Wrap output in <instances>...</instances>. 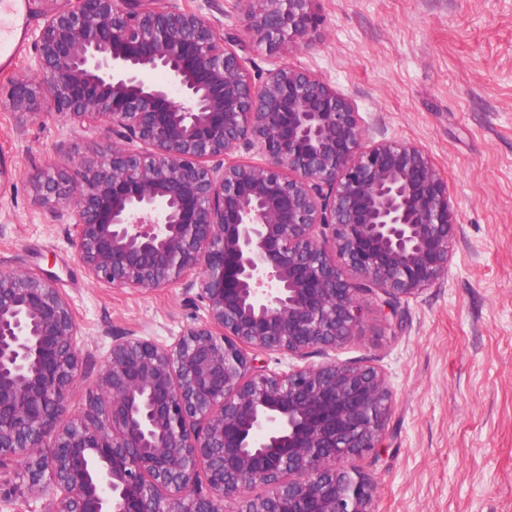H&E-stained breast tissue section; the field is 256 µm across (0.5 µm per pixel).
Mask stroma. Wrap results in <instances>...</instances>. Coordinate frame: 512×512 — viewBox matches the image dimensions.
I'll return each mask as SVG.
<instances>
[{
  "instance_id": "35a3bbf8",
  "label": "stroma",
  "mask_w": 512,
  "mask_h": 512,
  "mask_svg": "<svg viewBox=\"0 0 512 512\" xmlns=\"http://www.w3.org/2000/svg\"><path fill=\"white\" fill-rule=\"evenodd\" d=\"M30 25L0 86L27 74L36 35L66 0H26ZM201 12L252 75L285 62L327 79L373 141L420 146L448 183L458 228L444 281L370 306L357 335L313 362L381 370L393 392L379 454L349 459L375 486L377 512H512V0H315L309 43L269 50L241 0H175ZM112 138L49 111L0 110V268L52 275L81 331L85 402L116 336L168 344L204 313L182 287L150 293L92 283L72 225L27 178L57 175Z\"/></svg>"
}]
</instances>
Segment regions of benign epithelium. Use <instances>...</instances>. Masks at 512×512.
I'll return each mask as SVG.
<instances>
[{
	"instance_id": "obj_1",
	"label": "benign epithelium",
	"mask_w": 512,
	"mask_h": 512,
	"mask_svg": "<svg viewBox=\"0 0 512 512\" xmlns=\"http://www.w3.org/2000/svg\"><path fill=\"white\" fill-rule=\"evenodd\" d=\"M313 2L244 5L260 39L302 43ZM46 103L112 136L67 175L31 177L66 208L90 279L180 285L204 318L170 344L113 337L71 412L70 301L0 269V473L27 477L24 512H376L375 486L336 462L383 446L391 389L372 366L308 358L355 336L369 305L393 315L448 276L457 215L423 149L369 141L309 71L255 81L220 28L164 0L48 14L30 73L0 90L22 116ZM269 352L292 362L271 370Z\"/></svg>"
}]
</instances>
